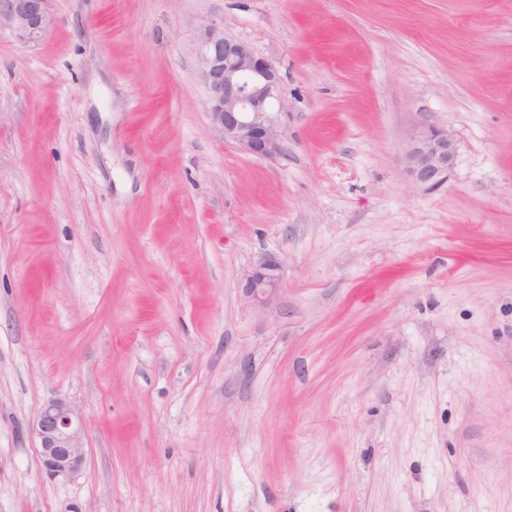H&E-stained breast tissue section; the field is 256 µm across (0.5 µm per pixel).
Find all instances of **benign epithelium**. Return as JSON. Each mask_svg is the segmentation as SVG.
<instances>
[{
  "label": "benign epithelium",
  "mask_w": 512,
  "mask_h": 512,
  "mask_svg": "<svg viewBox=\"0 0 512 512\" xmlns=\"http://www.w3.org/2000/svg\"><path fill=\"white\" fill-rule=\"evenodd\" d=\"M35 40L53 23L48 0H4L0 23ZM199 74L206 88V111L224 141L247 153L270 157L281 151L284 133L270 115L279 100V76L273 63L248 42L208 25L196 46ZM455 140L448 129L421 124L410 136L407 171L414 185L434 188L444 182L455 161ZM281 269L266 259L249 277L247 288L256 296L274 292ZM32 429L39 440L42 467L52 476L79 471L84 459V423L69 402L57 399L37 413Z\"/></svg>",
  "instance_id": "1"
}]
</instances>
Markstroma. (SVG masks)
<instances>
[{"label":"stroma","instance_id":"1","mask_svg":"<svg viewBox=\"0 0 512 512\" xmlns=\"http://www.w3.org/2000/svg\"><path fill=\"white\" fill-rule=\"evenodd\" d=\"M50 11L0 27V512H512V0ZM210 24L278 70V154L212 127ZM455 140L448 129L422 123L410 136L407 171L414 185L434 188L444 182L455 161ZM281 284V269L273 259H266L249 277L247 288L256 296H265L274 292ZM32 429L46 472L67 476L79 471L84 459V423L73 405L62 399L47 403L38 411Z\"/></svg>","mask_w":512,"mask_h":512}]
</instances>
